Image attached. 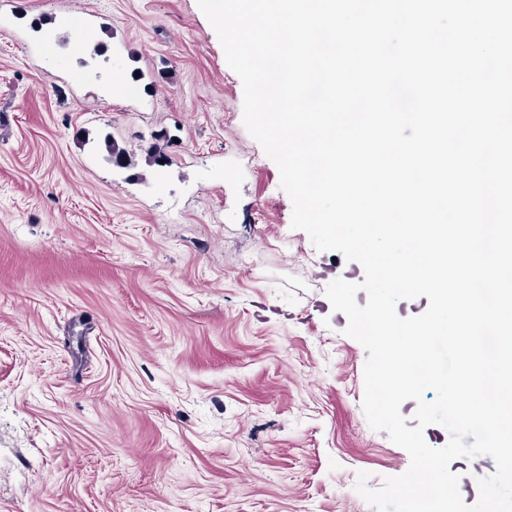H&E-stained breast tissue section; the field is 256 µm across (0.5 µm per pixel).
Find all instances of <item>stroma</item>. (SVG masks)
<instances>
[{"label":"stroma","mask_w":512,"mask_h":512,"mask_svg":"<svg viewBox=\"0 0 512 512\" xmlns=\"http://www.w3.org/2000/svg\"><path fill=\"white\" fill-rule=\"evenodd\" d=\"M291 218L198 0H0V512H375L364 271Z\"/></svg>","instance_id":"35a3bbf8"}]
</instances>
